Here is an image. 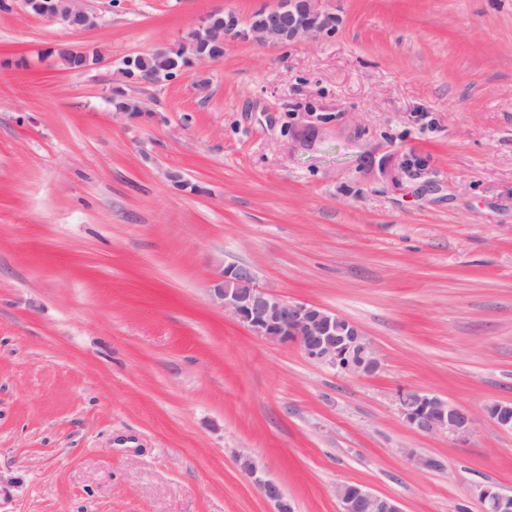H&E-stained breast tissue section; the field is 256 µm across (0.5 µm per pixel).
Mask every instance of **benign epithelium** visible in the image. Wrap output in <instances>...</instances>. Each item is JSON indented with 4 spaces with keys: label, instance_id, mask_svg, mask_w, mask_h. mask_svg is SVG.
I'll list each match as a JSON object with an SVG mask.
<instances>
[{
    "label": "benign epithelium",
    "instance_id": "benign-epithelium-1",
    "mask_svg": "<svg viewBox=\"0 0 512 512\" xmlns=\"http://www.w3.org/2000/svg\"><path fill=\"white\" fill-rule=\"evenodd\" d=\"M37 15L74 30L97 25V17L78 7L75 0H30ZM264 18L255 23L234 11H217L194 21L188 28L187 42L224 43L246 40L269 49H278L302 40L326 36L336 28V16L320 6V0H274L262 10ZM208 300L244 325L253 335L267 341L294 345L303 354L332 369L349 375L369 377L382 367L381 358L353 321L320 305L286 300L257 284L255 270L243 264L223 266L208 289ZM400 413L406 424L424 434H444L466 439L473 417L464 408L437 395L414 389L398 394ZM496 423L512 430V404L490 407ZM241 470L249 476L261 494L273 501L277 512H292L280 486L263 476L249 456L238 457ZM336 495L340 512H402L397 499L378 495L361 484H343ZM482 512H512V494L495 485L479 488Z\"/></svg>",
    "mask_w": 512,
    "mask_h": 512
}]
</instances>
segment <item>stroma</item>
<instances>
[{"label": "stroma", "mask_w": 512, "mask_h": 512, "mask_svg": "<svg viewBox=\"0 0 512 512\" xmlns=\"http://www.w3.org/2000/svg\"><path fill=\"white\" fill-rule=\"evenodd\" d=\"M272 3L0 13V512H274L240 454L294 512H340L346 483L402 512L512 494L486 413L512 402V0H321L320 39L122 75ZM230 263L358 323L379 372L253 336L207 299ZM408 388L468 409L467 441L410 429ZM37 15L52 23H59L74 30H87L97 25V17L73 0H31ZM130 63L132 65L130 66ZM136 73L144 74L142 76L133 74L125 69V73L131 77H136L143 82H151L154 75L157 77H170L179 71L182 66L187 64L184 57L183 48L177 50H156L152 53L135 56L132 59H127L125 62ZM146 75V76H145ZM238 464L241 470L249 476L261 494L273 501L277 512H291L292 507L280 486L271 479L265 478L256 462L249 456H239Z\"/></svg>", "instance_id": "35a3bbf8"}]
</instances>
